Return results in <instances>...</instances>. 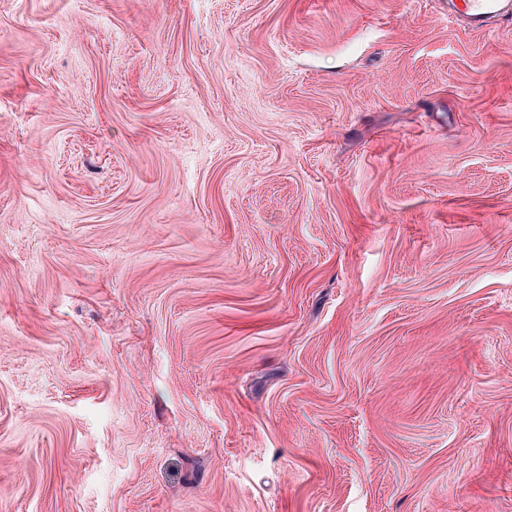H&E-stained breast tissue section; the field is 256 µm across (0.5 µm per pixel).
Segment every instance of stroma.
Listing matches in <instances>:
<instances>
[{
  "label": "stroma",
  "mask_w": 512,
  "mask_h": 512,
  "mask_svg": "<svg viewBox=\"0 0 512 512\" xmlns=\"http://www.w3.org/2000/svg\"><path fill=\"white\" fill-rule=\"evenodd\" d=\"M0 512H512V14L0 0Z\"/></svg>",
  "instance_id": "obj_1"
}]
</instances>
